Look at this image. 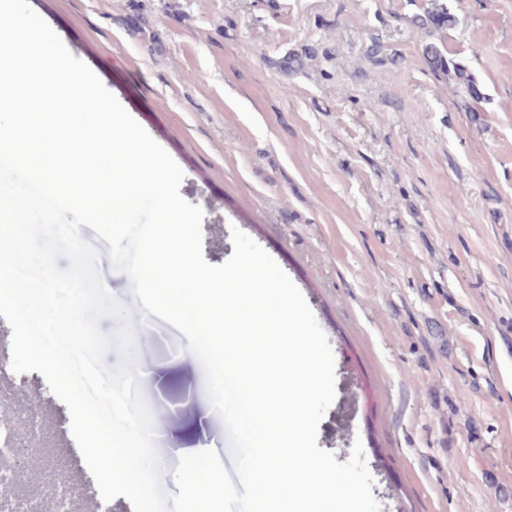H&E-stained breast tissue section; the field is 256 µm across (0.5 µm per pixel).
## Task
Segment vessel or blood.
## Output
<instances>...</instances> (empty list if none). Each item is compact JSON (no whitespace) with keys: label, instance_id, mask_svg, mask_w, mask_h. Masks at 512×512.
Returning a JSON list of instances; mask_svg holds the SVG:
<instances>
[{"label":"vessel or blood","instance_id":"b4317fda","mask_svg":"<svg viewBox=\"0 0 512 512\" xmlns=\"http://www.w3.org/2000/svg\"><path fill=\"white\" fill-rule=\"evenodd\" d=\"M0 401L8 402L14 413L24 417L37 415L40 423H47L49 408L37 390H28L24 397L14 395V386L9 380L0 381ZM12 483L26 487L23 497L0 493V512H57L59 500H66L68 512H97L99 504L84 482L79 459L67 451H60L57 461L47 465L38 459H28L25 466L14 474Z\"/></svg>","mask_w":512,"mask_h":512}]
</instances>
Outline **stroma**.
I'll return each instance as SVG.
<instances>
[{"label":"stroma","mask_w":512,"mask_h":512,"mask_svg":"<svg viewBox=\"0 0 512 512\" xmlns=\"http://www.w3.org/2000/svg\"><path fill=\"white\" fill-rule=\"evenodd\" d=\"M30 5L182 168L205 260L236 227L300 289L335 362L318 445L343 463L362 443L380 512H512V0L459 4L473 106L426 65L412 0ZM81 236L139 328L130 278ZM151 325L132 354L165 376L137 389L173 494L183 455L234 460L187 339Z\"/></svg>","instance_id":"1"}]
</instances>
